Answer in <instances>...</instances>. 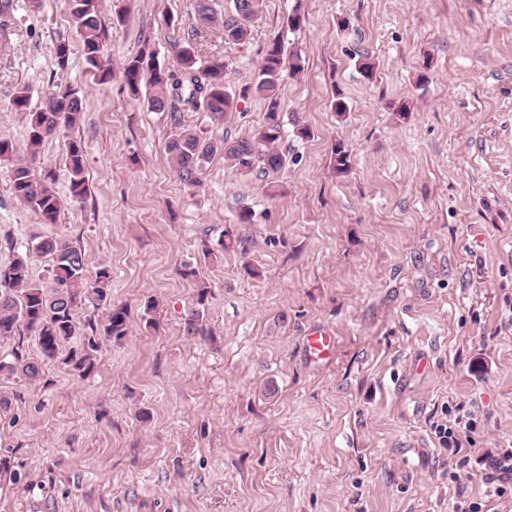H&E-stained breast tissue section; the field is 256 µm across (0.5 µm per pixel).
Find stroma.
<instances>
[{
	"mask_svg": "<svg viewBox=\"0 0 512 512\" xmlns=\"http://www.w3.org/2000/svg\"><path fill=\"white\" fill-rule=\"evenodd\" d=\"M103 6L104 84L68 0H12L0 13L11 38L0 135L26 144L11 107L20 87L35 107L60 85L84 101L80 121L40 151L65 199L57 223L15 198L0 164V265L33 236L67 239L87 279L109 267L112 299L129 310L127 336L103 340L86 378L42 358L31 333L0 338L1 361L39 364L34 379L0 374V512H454L463 499L512 512V497L486 499L483 482L490 454L512 448V0H264L244 43L202 33L201 59L230 60L235 90L275 38L306 59L282 83L279 145L294 161L275 196L220 152L200 185L181 181L173 125L123 79L145 47L175 68L195 0ZM362 55L373 78L355 66ZM265 114L252 97L223 125L201 110L182 120L237 138ZM298 121L313 138L295 139ZM72 139L84 146L80 201L68 198ZM339 141L345 177L332 166ZM245 209L253 223H240ZM225 232L234 244L221 251ZM186 263L209 289L202 336L184 330L197 283L181 275ZM316 328L336 338L324 366L305 353ZM459 416L473 424L461 456L435 432Z\"/></svg>",
	"mask_w": 512,
	"mask_h": 512,
	"instance_id": "1",
	"label": "stroma"
}]
</instances>
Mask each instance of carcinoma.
I'll use <instances>...</instances> for the list:
<instances>
[{
	"label": "carcinoma",
	"mask_w": 512,
	"mask_h": 512,
	"mask_svg": "<svg viewBox=\"0 0 512 512\" xmlns=\"http://www.w3.org/2000/svg\"><path fill=\"white\" fill-rule=\"evenodd\" d=\"M231 13L217 22L208 0H198L197 17L203 29L220 28L226 43H239L250 35L252 21L261 10L263 0H234ZM102 0H70L72 23L79 38L81 51L87 63L95 70L100 83L112 77L111 64L99 62L105 53V29L101 20ZM184 42L177 54L174 70L162 68L155 62V53L143 48L127 58L122 66L125 82L132 93L141 86L148 87L149 108L154 112H167L176 131L168 145L170 163L178 176L192 184L200 177L208 160L217 152L231 161L239 173L253 172L269 179L268 190L277 189L272 176L289 162L288 154L278 148L282 128L280 123L281 84L285 74L296 75L305 69V58L297 51H285L279 39L267 47L256 79L235 94L226 86L224 77L229 62L214 57L203 67L198 66L195 38ZM257 96L266 104L265 122L250 135L238 138L216 139L203 135L181 122L179 106L189 110L203 108L212 121L223 124L227 116L237 110L238 103ZM12 107L26 115L28 137L25 151H20L11 140L0 137V161L11 166V189L16 198L37 212L44 224L57 223L64 201L55 188L54 178L42 171L37 157L44 141L54 137L63 128L76 125L84 109L83 99L70 88L48 95L42 103L30 107V95L25 87L16 92ZM336 174L345 177L351 170V157L343 143L333 150ZM66 163L70 173V196L83 199L88 193L84 168V147L78 140H70L66 149ZM33 248L16 254L6 266H0V337L14 336L27 330L37 338L42 357L52 359L62 345L76 335L81 325L80 310L87 305L105 311L103 333L110 341L127 336L129 313L125 306L112 302V273L106 266L98 268L93 281L85 276V258L72 243L54 236L34 237ZM34 253L51 257L49 276L36 281L31 276L30 256ZM207 299V286L197 290L196 306L185 319L184 329L190 336L204 332L202 318ZM99 344L95 339L83 343L80 351L71 354L69 361L81 375L95 368ZM17 363H0V371L22 372L29 378L39 374L38 364L16 357Z\"/></svg>",
	"instance_id": "1"
}]
</instances>
